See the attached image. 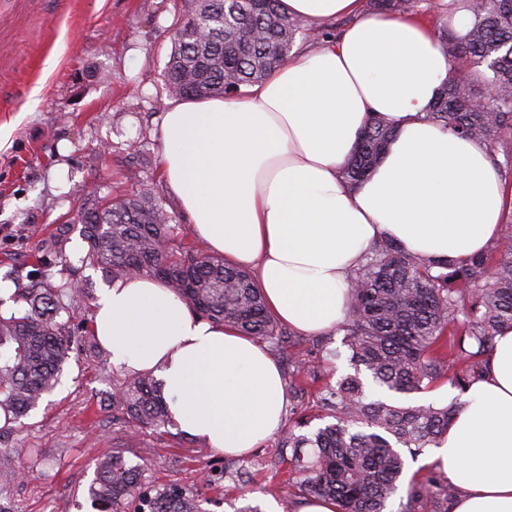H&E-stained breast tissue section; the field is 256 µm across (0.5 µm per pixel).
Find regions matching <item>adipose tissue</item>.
Instances as JSON below:
<instances>
[{"label": "adipose tissue", "instance_id": "ef3b65f1", "mask_svg": "<svg viewBox=\"0 0 512 512\" xmlns=\"http://www.w3.org/2000/svg\"><path fill=\"white\" fill-rule=\"evenodd\" d=\"M312 24H353L240 93L169 103L164 180L193 234L225 262L255 269L272 314L306 336L345 316L349 274L378 240L421 258L486 250L507 197L487 145L430 121L452 62L432 24L362 15L361 0H282ZM395 137L356 187L342 177L373 117ZM92 332L112 364L151 372L172 421L230 454L281 427L286 384L265 344L202 319L161 281L117 280ZM465 408L429 455L459 488L451 512H512V328L494 339Z\"/></svg>", "mask_w": 512, "mask_h": 512}]
</instances>
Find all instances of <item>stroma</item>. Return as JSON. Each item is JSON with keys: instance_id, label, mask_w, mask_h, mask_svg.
<instances>
[{"instance_id": "stroma-1", "label": "stroma", "mask_w": 512, "mask_h": 512, "mask_svg": "<svg viewBox=\"0 0 512 512\" xmlns=\"http://www.w3.org/2000/svg\"><path fill=\"white\" fill-rule=\"evenodd\" d=\"M184 0H0V285L28 287L29 275L86 288L70 303L73 323L92 318L107 281L85 263L87 244L72 230L65 258H44L40 241L83 205L138 183L151 185L176 222L189 219L161 174V122L170 99L162 78L170 35ZM273 357L289 373L290 341L302 340L329 383L351 373L342 333L298 337L284 329ZM125 369L91 366L72 353L56 389L12 428L0 431V470L16 479L0 490V512H93L88 487L97 460L122 451L148 485L198 490L206 512H296L284 470L263 465L278 436L229 457L176 425L125 436L111 394ZM42 463L29 464L32 450Z\"/></svg>"}]
</instances>
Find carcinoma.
<instances>
[{"label":"carcinoma","instance_id":"obj_1","mask_svg":"<svg viewBox=\"0 0 512 512\" xmlns=\"http://www.w3.org/2000/svg\"><path fill=\"white\" fill-rule=\"evenodd\" d=\"M473 16L459 37L440 31L448 56L456 62L427 117L457 134L502 148L512 168V0H466ZM188 11L172 34L163 71L168 90L182 99L231 95L257 82L291 57L298 38L308 37L301 20L280 9V0H188ZM451 7L443 0H363L366 13L435 17ZM393 136V127L376 118L362 132L343 171L350 185L360 183ZM80 232L86 260L113 282L127 277L159 279L195 313L232 325L272 346L282 330L264 304L251 274L224 263L186 239L181 225L149 189L134 190L81 208ZM70 227L61 224L41 240L42 248L63 255ZM347 314L336 330L344 333L354 373L318 391V411L332 422L311 433L301 413L283 431L281 448H312L313 458L296 456L290 470L302 475L294 494L329 499L337 512H385L405 469L402 451L416 457L448 432L463 407L388 404L366 393L361 373L380 388L413 394L430 388L451 366L454 384L466 392L477 359L486 355L500 329L512 327V235L490 250L465 260L423 259L395 242L377 241L350 273ZM84 293L77 283L47 288L33 282L20 295L29 310L0 315V410L17 421L36 409L60 382L74 346L96 361L104 351L85 335L73 334L59 320L61 298ZM308 350L297 343L292 381L318 379ZM127 427L135 431L170 424L159 383L150 373L125 378L112 396ZM458 488L432 472H415L402 512H441ZM97 512H205L198 494L177 484L141 486L138 466L120 453L98 461L88 489Z\"/></svg>","mask_w":512,"mask_h":512}]
</instances>
